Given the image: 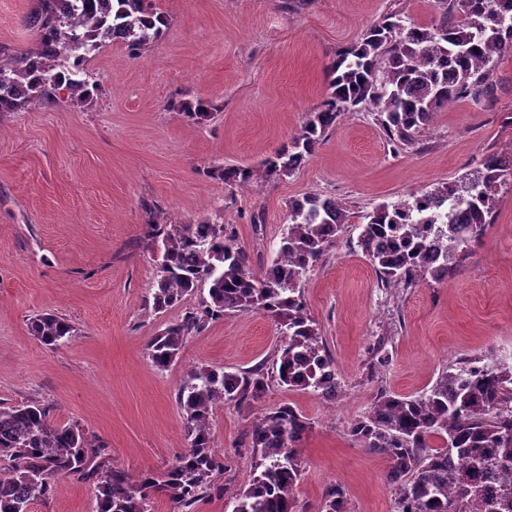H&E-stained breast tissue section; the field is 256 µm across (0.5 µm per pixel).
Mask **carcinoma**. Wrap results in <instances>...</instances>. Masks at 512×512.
Returning <instances> with one entry per match:
<instances>
[{
    "instance_id": "carcinoma-1",
    "label": "carcinoma",
    "mask_w": 512,
    "mask_h": 512,
    "mask_svg": "<svg viewBox=\"0 0 512 512\" xmlns=\"http://www.w3.org/2000/svg\"><path fill=\"white\" fill-rule=\"evenodd\" d=\"M445 4L429 27L406 24L398 12L385 15L360 41L336 51L328 70L326 99L309 113L297 136L256 167L217 165L207 174L229 190L260 176H287L311 157L344 112H374L389 142L407 147L436 112L465 97L494 95V57L512 54V0H438ZM26 23L38 37L35 50L0 59V115L36 104L56 103L62 91L90 103L99 84L83 67L86 54L112 41L138 58L169 26L148 0H37ZM179 114L200 123L214 105L180 102ZM512 175V161L487 155L471 176L405 200L384 203L366 216L358 246L386 286L415 287L438 282L451 271L427 265L435 254L448 259V241L429 237L437 216L427 208L454 198L463 219L474 225V241L491 223L498 187ZM148 241L163 248L153 285L160 313L201 290L197 306L185 309L150 342L155 367L178 358L185 339L201 333L224 313L263 312L280 325L284 339L272 369L281 385L311 390L325 399L340 387L297 285L319 263L347 222L336 201L306 194L288 206V224L271 264L254 273L249 253L235 243L230 225L219 219L167 224L151 212ZM30 329L44 345L58 347L75 336L65 319L44 313ZM269 372L260 365L242 373L200 366L177 389L184 414V455L160 474L132 477L112 466L111 451L77 424L57 426L38 401L0 405V512H29L31 504L55 493L57 480L75 478L96 489V512H150L163 495L176 512H195L211 492L212 475L224 457L212 446L210 418L224 403L237 406L260 398ZM309 422L285 404L252 424L245 446L255 456L249 487L234 497L231 512H294L293 491L302 471L299 446ZM361 448L385 456L387 481L398 512H512V369L470 366L442 374L417 397L380 394L350 428ZM442 445H430L432 439ZM325 512H345L343 492L326 491Z\"/></svg>"
}]
</instances>
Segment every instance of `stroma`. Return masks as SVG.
<instances>
[{"label": "stroma", "instance_id": "35a3bbf8", "mask_svg": "<svg viewBox=\"0 0 512 512\" xmlns=\"http://www.w3.org/2000/svg\"><path fill=\"white\" fill-rule=\"evenodd\" d=\"M149 2L169 19L165 35L136 59L119 43L87 54L84 67L99 83L91 103L65 98L0 117V405L39 401L53 423L80 424L105 442L113 466L164 472L187 447L175 399L187 372L271 363L280 335L266 314L229 312L187 337L177 362L156 368L151 338L197 301L154 311L159 255L147 239L146 205L172 224L223 211L257 270L279 249L289 201L318 194L341 205L348 222L300 294L341 392L328 401L273 380L250 404L217 407L211 435L224 470L196 512H230L254 476L242 441L282 404L310 424L295 512H321L335 485L346 512H397L387 459L358 447L349 429L380 393L419 396L448 369L475 361L512 367V186L496 196L492 229L438 283L377 287L359 226L379 204L473 172L484 155H512V54L494 61L492 102H450L405 149L393 148L373 112H347L291 175L231 191L208 177L211 166L259 165L322 103L337 50L393 11L429 26L437 0ZM35 4L0 0V54L35 47L26 24ZM199 97L215 107L200 124L168 106ZM44 312L76 336L43 345L30 322ZM95 505L92 485L64 478L30 512Z\"/></svg>", "mask_w": 512, "mask_h": 512}]
</instances>
